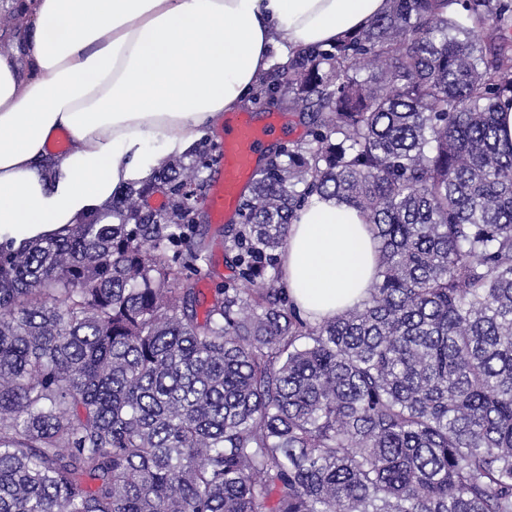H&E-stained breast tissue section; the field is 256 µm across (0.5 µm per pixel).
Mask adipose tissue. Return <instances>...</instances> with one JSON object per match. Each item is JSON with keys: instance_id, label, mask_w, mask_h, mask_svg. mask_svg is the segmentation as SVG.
<instances>
[{"instance_id": "ef3b65f1", "label": "adipose tissue", "mask_w": 512, "mask_h": 512, "mask_svg": "<svg viewBox=\"0 0 512 512\" xmlns=\"http://www.w3.org/2000/svg\"><path fill=\"white\" fill-rule=\"evenodd\" d=\"M386 0H20L23 50L0 52V242L49 237L151 179L224 113L271 52L362 29ZM67 132L70 153L50 163ZM290 297L314 319L365 297L362 214L312 196L288 232Z\"/></svg>"}]
</instances>
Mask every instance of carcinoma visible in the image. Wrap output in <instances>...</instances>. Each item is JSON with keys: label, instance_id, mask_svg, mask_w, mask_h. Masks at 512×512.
I'll list each match as a JSON object with an SVG mask.
<instances>
[{"label": "carcinoma", "instance_id": "cac0c4a2", "mask_svg": "<svg viewBox=\"0 0 512 512\" xmlns=\"http://www.w3.org/2000/svg\"><path fill=\"white\" fill-rule=\"evenodd\" d=\"M281 86L307 139L246 188L211 303L181 284L207 137L112 223L0 243V512H512V0H387L255 98ZM314 194L377 252L319 322L280 268Z\"/></svg>", "mask_w": 512, "mask_h": 512}]
</instances>
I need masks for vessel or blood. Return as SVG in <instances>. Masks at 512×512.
<instances>
[{"label": "vessel or blood", "instance_id": "obj_1", "mask_svg": "<svg viewBox=\"0 0 512 512\" xmlns=\"http://www.w3.org/2000/svg\"><path fill=\"white\" fill-rule=\"evenodd\" d=\"M281 133V126L274 120L261 128L245 116L225 123L217 136L220 174L201 201L215 222H229L238 217L243 187L254 177L268 141Z\"/></svg>", "mask_w": 512, "mask_h": 512}]
</instances>
